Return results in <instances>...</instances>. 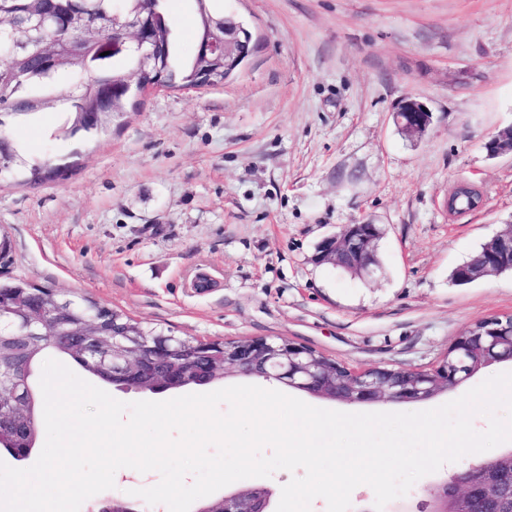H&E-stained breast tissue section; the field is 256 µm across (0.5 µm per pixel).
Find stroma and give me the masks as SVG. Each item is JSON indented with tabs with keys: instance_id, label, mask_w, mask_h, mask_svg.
Instances as JSON below:
<instances>
[{
	"instance_id": "obj_1",
	"label": "stroma",
	"mask_w": 512,
	"mask_h": 512,
	"mask_svg": "<svg viewBox=\"0 0 512 512\" xmlns=\"http://www.w3.org/2000/svg\"><path fill=\"white\" fill-rule=\"evenodd\" d=\"M255 49L224 83L152 87L95 138L54 139L57 111L7 120L26 163L66 179L0 175L13 278L85 296L200 340L283 338L364 370L436 365L466 327L512 315V275L456 285L453 270L512 224V157L483 143L512 126V0H222ZM181 56L197 51L193 0H167ZM417 99L419 140L394 122ZM468 182L481 207L449 217ZM380 225L358 277L315 259L342 226ZM511 362L415 403L452 401ZM395 121L406 137L421 139L432 125L433 114L425 104L408 97L399 103ZM66 176V167L53 164L50 160L34 164L29 168L27 181L31 184H41L48 181L62 180Z\"/></svg>"
}]
</instances>
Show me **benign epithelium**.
I'll return each mask as SVG.
<instances>
[{
    "label": "benign epithelium",
    "mask_w": 512,
    "mask_h": 512,
    "mask_svg": "<svg viewBox=\"0 0 512 512\" xmlns=\"http://www.w3.org/2000/svg\"><path fill=\"white\" fill-rule=\"evenodd\" d=\"M147 7L144 0L141 12L118 26L111 24L107 15L69 10L59 19V28L90 34L88 41L100 53L108 51L118 58L130 52L139 54L135 84L157 86L161 73L152 47L161 43L160 31L143 16ZM43 17L41 13L19 23L14 16L1 14L0 32L8 33L44 64L59 66L65 62L68 49L44 36ZM208 47L218 52L224 73L230 75L240 67L244 51L229 18H224V41L219 45L210 42ZM395 121L406 137L420 139L432 125L433 113L408 97L399 103ZM484 148L490 158L512 155V126L499 131ZM380 236L379 226L373 223L345 225L322 241L317 260L367 276L373 271ZM506 269H512L511 224L487 241L464 267L466 276L474 281ZM67 304L68 299L51 288H19L7 306L0 294V313L14 315L9 333H0V444L11 447L17 457L31 453L40 430L36 400L27 378L35 355L46 343L93 361L99 375L119 383L122 389L153 392L161 386L209 384L229 374L249 376L259 367L266 379L347 404L425 401L493 362L512 361L511 316H489L455 339L448 353L456 357L461 369L439 363L430 370L412 372L396 388L386 368L355 370L341 362L331 365L316 361L308 347L283 339L224 340L216 346L208 340L183 359L180 339L163 336L148 348L135 335L103 331L97 316L83 319L79 330L72 332L51 322V316L62 312ZM508 491L512 492V450L498 458H478L451 480L425 489L431 503L429 512H479V506L495 504ZM271 495L267 488H251L207 502L196 512H268Z\"/></svg>",
    "instance_id": "1"
}]
</instances>
